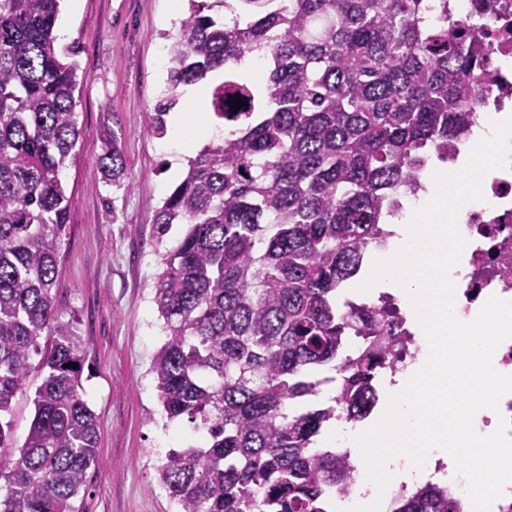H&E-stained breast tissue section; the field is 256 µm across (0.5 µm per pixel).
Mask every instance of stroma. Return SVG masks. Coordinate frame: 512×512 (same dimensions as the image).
Instances as JSON below:
<instances>
[{
    "label": "stroma",
    "mask_w": 512,
    "mask_h": 512,
    "mask_svg": "<svg viewBox=\"0 0 512 512\" xmlns=\"http://www.w3.org/2000/svg\"><path fill=\"white\" fill-rule=\"evenodd\" d=\"M59 24L76 46L77 159L65 172L72 196L62 272L55 290L62 319L83 338L81 395L99 422L97 463L87 473L80 512H177L158 484L157 445L178 448L196 433L186 420H167L158 401L152 362L165 341L153 301L159 247L151 219L185 176L176 168L175 127L164 138L144 127L167 98L169 37L179 27L169 0H63ZM117 142L125 163L119 181L99 159ZM42 376L32 371L12 401L17 457L34 414Z\"/></svg>",
    "instance_id": "obj_1"
}]
</instances>
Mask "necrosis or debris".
I'll use <instances>...</instances> for the list:
<instances>
[{
	"label": "necrosis or debris",
	"instance_id": "4bbe7bcc",
	"mask_svg": "<svg viewBox=\"0 0 512 512\" xmlns=\"http://www.w3.org/2000/svg\"><path fill=\"white\" fill-rule=\"evenodd\" d=\"M448 13L483 24L489 89L478 98V109L512 114V0H448ZM482 189L483 200L465 204L457 217L467 245L456 306L465 317L489 297L512 301V169L490 172Z\"/></svg>",
	"mask_w": 512,
	"mask_h": 512
}]
</instances>
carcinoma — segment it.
Instances as JSON below:
<instances>
[{
    "instance_id": "carcinoma-1",
    "label": "carcinoma",
    "mask_w": 512,
    "mask_h": 512,
    "mask_svg": "<svg viewBox=\"0 0 512 512\" xmlns=\"http://www.w3.org/2000/svg\"><path fill=\"white\" fill-rule=\"evenodd\" d=\"M60 2L0 0V449L13 447L12 399L32 355L43 373L19 456H0V512H78L99 447L82 340L54 293L79 137L76 52L55 46ZM427 2L190 0L172 37L171 89L204 83L224 129L152 219L159 242L185 226L155 276L166 340L152 367L167 419L202 433L157 468L179 512H328L357 473L317 437L371 413L397 337L383 335L391 312L342 306V290L418 184L424 152L467 136L488 87L478 30L430 23ZM254 53L271 66L264 84L239 70ZM228 99L245 106L231 112ZM172 105L155 107L147 134H166ZM100 169L123 176L117 146ZM351 334L365 339L356 358ZM327 366L341 379L335 405L290 412ZM464 509L429 482L400 491L391 512Z\"/></svg>"
}]
</instances>
